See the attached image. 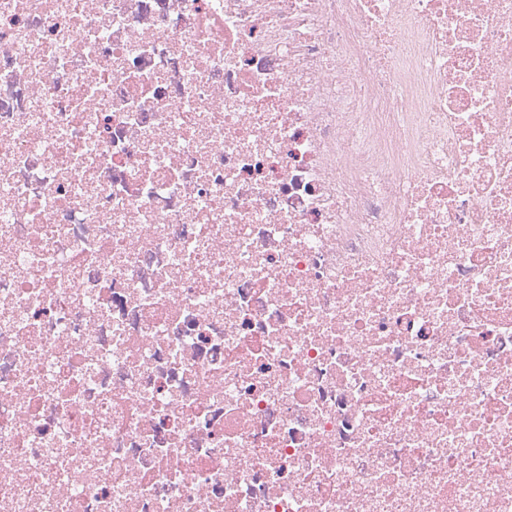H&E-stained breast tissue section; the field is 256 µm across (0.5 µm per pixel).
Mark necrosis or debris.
<instances>
[{"instance_id": "obj_1", "label": "necrosis or debris", "mask_w": 512, "mask_h": 512, "mask_svg": "<svg viewBox=\"0 0 512 512\" xmlns=\"http://www.w3.org/2000/svg\"><path fill=\"white\" fill-rule=\"evenodd\" d=\"M0 512H512V0H0Z\"/></svg>"}]
</instances>
